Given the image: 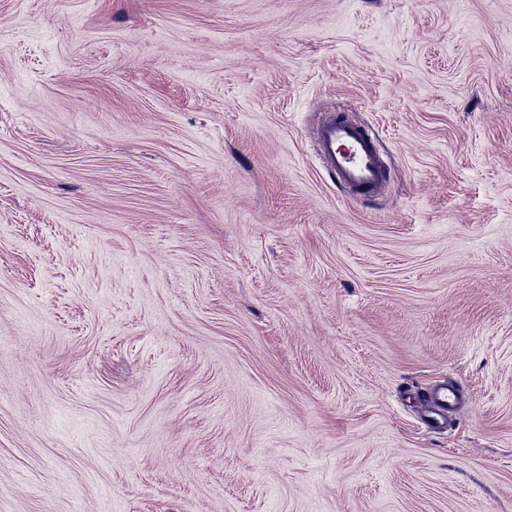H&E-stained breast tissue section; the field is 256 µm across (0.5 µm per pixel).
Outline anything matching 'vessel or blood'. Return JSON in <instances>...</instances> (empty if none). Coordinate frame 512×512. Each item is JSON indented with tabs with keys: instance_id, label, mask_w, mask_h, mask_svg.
<instances>
[{
	"instance_id": "obj_1",
	"label": "vessel or blood",
	"mask_w": 512,
	"mask_h": 512,
	"mask_svg": "<svg viewBox=\"0 0 512 512\" xmlns=\"http://www.w3.org/2000/svg\"><path fill=\"white\" fill-rule=\"evenodd\" d=\"M315 148L323 170L338 187L353 190L365 200L384 192L389 166L368 127L350 122L345 113H330L317 128ZM455 397L454 388L447 385L429 394L433 427L446 426Z\"/></svg>"
}]
</instances>
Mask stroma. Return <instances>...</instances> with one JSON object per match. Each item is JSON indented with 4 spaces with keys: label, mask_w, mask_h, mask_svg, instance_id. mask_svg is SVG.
<instances>
[{
    "label": "stroma",
    "mask_w": 512,
    "mask_h": 512,
    "mask_svg": "<svg viewBox=\"0 0 512 512\" xmlns=\"http://www.w3.org/2000/svg\"><path fill=\"white\" fill-rule=\"evenodd\" d=\"M0 512H512V0H0ZM315 148L323 170L339 188L364 200L384 192L389 166L368 127L350 122L344 112H332L317 128ZM456 397L455 389L452 386L442 385L437 390L428 395L431 403V412L429 415L431 426L434 428H443L448 421V411L454 405Z\"/></svg>",
    "instance_id": "stroma-1"
}]
</instances>
